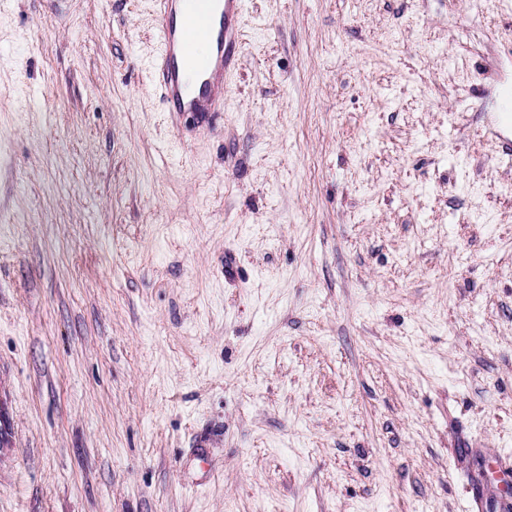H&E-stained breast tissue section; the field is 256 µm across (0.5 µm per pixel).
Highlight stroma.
<instances>
[{
    "label": "stroma",
    "mask_w": 512,
    "mask_h": 512,
    "mask_svg": "<svg viewBox=\"0 0 512 512\" xmlns=\"http://www.w3.org/2000/svg\"><path fill=\"white\" fill-rule=\"evenodd\" d=\"M153 0H0V512H472L512 457V0H246L209 120Z\"/></svg>",
    "instance_id": "1"
}]
</instances>
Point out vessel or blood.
Returning a JSON list of instances; mask_svg holds the SVG:
<instances>
[{"instance_id": "vessel-or-blood-1", "label": "vessel or blood", "mask_w": 512, "mask_h": 512, "mask_svg": "<svg viewBox=\"0 0 512 512\" xmlns=\"http://www.w3.org/2000/svg\"><path fill=\"white\" fill-rule=\"evenodd\" d=\"M160 51L152 63L156 89L169 112L204 116L224 109V83L236 71L242 47L244 0H157ZM204 32L211 45L197 57L186 40ZM474 512H512L482 488L472 491Z\"/></svg>"}]
</instances>
